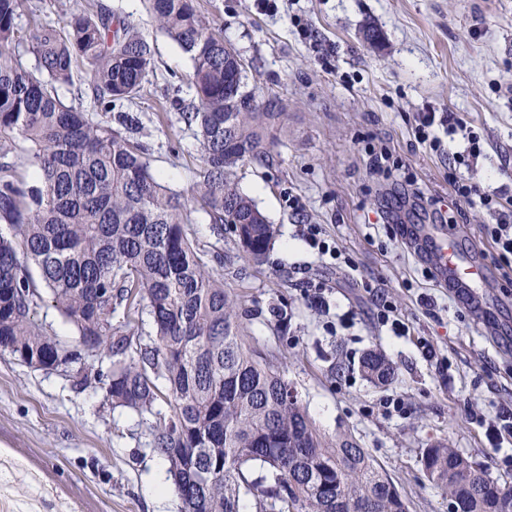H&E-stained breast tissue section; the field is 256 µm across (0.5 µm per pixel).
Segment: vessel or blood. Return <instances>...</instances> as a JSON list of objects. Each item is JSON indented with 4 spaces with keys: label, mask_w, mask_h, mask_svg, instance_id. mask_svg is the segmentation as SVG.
<instances>
[{
    "label": "vessel or blood",
    "mask_w": 512,
    "mask_h": 512,
    "mask_svg": "<svg viewBox=\"0 0 512 512\" xmlns=\"http://www.w3.org/2000/svg\"><path fill=\"white\" fill-rule=\"evenodd\" d=\"M406 237L428 245L429 255L436 265L442 286L458 290L478 288L485 284V262L459 249L455 238L442 232L439 225H408Z\"/></svg>",
    "instance_id": "b4317fda"
}]
</instances>
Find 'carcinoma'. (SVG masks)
I'll return each instance as SVG.
<instances>
[{
  "label": "carcinoma",
  "instance_id": "cac0c4a2",
  "mask_svg": "<svg viewBox=\"0 0 512 512\" xmlns=\"http://www.w3.org/2000/svg\"><path fill=\"white\" fill-rule=\"evenodd\" d=\"M165 34L192 63L196 104L182 119L196 128V200L239 252L263 263L277 236L255 201L228 180L247 158L266 156V130L280 112L242 111L245 71L195 0H146ZM23 0H0V348L43 368L68 366L81 352L35 321L45 302L94 351L114 357L103 381L112 407L168 413L151 427L182 512H407L396 486L350 436L330 444L267 355L242 336L238 299L187 232L182 194L155 174L146 148L128 133L138 123L112 103L136 98L154 62L148 40L103 6L71 11L59 26L30 34L34 68L13 56ZM86 65L85 78L78 63ZM84 84L99 111L65 104L58 88ZM234 117L229 130L224 119ZM20 160L36 183L13 178ZM39 270L35 281L31 266ZM128 301L112 323V289ZM152 325L150 343L130 332ZM360 370L384 384L394 367L378 350ZM428 481L456 512H500L512 485L487 477L443 442L422 452Z\"/></svg>",
  "mask_w": 512,
  "mask_h": 512
}]
</instances>
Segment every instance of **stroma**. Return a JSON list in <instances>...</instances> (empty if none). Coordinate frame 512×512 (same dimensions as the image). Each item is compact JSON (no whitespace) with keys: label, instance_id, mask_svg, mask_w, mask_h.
<instances>
[{"label":"stroma","instance_id":"stroma-1","mask_svg":"<svg viewBox=\"0 0 512 512\" xmlns=\"http://www.w3.org/2000/svg\"><path fill=\"white\" fill-rule=\"evenodd\" d=\"M104 5L134 23L154 50L141 95L115 103L136 113V135L173 190L191 195L199 168L191 107V62L146 11L143 0H25L22 34L61 24L75 8ZM200 12L243 58L255 103L283 106L267 132L265 160H245L231 182L252 197L279 234L267 259L238 257L232 233L216 237L202 213L190 236L221 253L224 286L241 304L251 342L277 355L299 402L329 438L352 436L398 487L408 512H451L427 480L421 453L443 441L512 482V438L489 442L485 421L512 407V293L484 235L493 214L458 219L461 249L480 246L493 326L434 279L425 255L393 236L394 223L441 224L454 192L441 156L419 143L415 116L455 112L482 146L468 175L512 195V0H198ZM378 34L364 36L366 28ZM397 168L374 170L370 148ZM414 180L438 199L411 202L396 222L378 219L393 180ZM306 224L352 258L353 267L309 246ZM395 305L405 330L380 324L370 290ZM320 289L324 304H311ZM381 350L395 369L375 384L359 361ZM74 368L44 371L0 349V512H180L151 443L154 414L113 407L98 382L77 387ZM398 410H385L391 400ZM484 423L472 420V413Z\"/></svg>","mask_w":512,"mask_h":512}]
</instances>
